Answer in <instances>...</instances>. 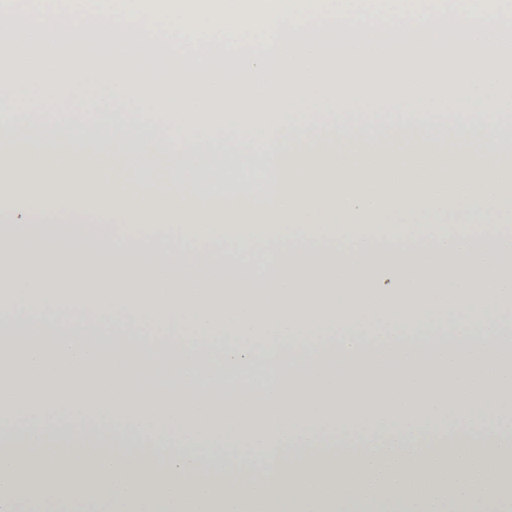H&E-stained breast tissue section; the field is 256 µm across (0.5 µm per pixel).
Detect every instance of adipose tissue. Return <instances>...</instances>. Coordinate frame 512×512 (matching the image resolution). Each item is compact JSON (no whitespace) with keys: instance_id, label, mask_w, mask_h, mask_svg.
I'll return each mask as SVG.
<instances>
[{"instance_id":"1","label":"adipose tissue","mask_w":512,"mask_h":512,"mask_svg":"<svg viewBox=\"0 0 512 512\" xmlns=\"http://www.w3.org/2000/svg\"><path fill=\"white\" fill-rule=\"evenodd\" d=\"M0 113V146L72 134L35 195L0 177V512L79 485L94 512H475L512 502V95L421 88L324 111L98 91ZM138 162V183L103 176ZM191 171L156 201L157 175ZM99 194L95 220L77 221ZM463 221L444 224L449 204ZM68 211L59 219L60 211ZM129 216L136 232L119 230ZM493 348H481L484 340ZM293 451L300 481L278 473ZM211 455L204 483L178 474ZM132 494L115 505L105 472ZM239 492L229 495L227 481Z\"/></svg>"}]
</instances>
